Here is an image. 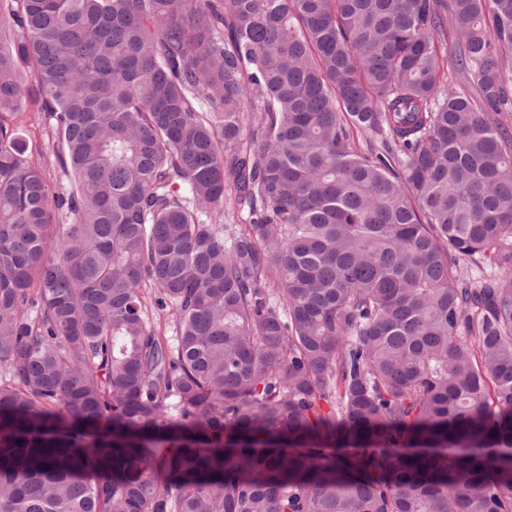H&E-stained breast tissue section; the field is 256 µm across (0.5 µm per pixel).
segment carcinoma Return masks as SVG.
Segmentation results:
<instances>
[{"mask_svg":"<svg viewBox=\"0 0 512 512\" xmlns=\"http://www.w3.org/2000/svg\"><path fill=\"white\" fill-rule=\"evenodd\" d=\"M19 2L0 512H512V0ZM4 117L26 144L25 156L29 164L42 175L49 197L51 224H71L72 216L58 210L55 205L56 196L69 188V177L56 160L55 132L45 123L37 96L31 92L20 111Z\"/></svg>","mask_w":512,"mask_h":512,"instance_id":"cac0c4a2","label":"carcinoma"}]
</instances>
